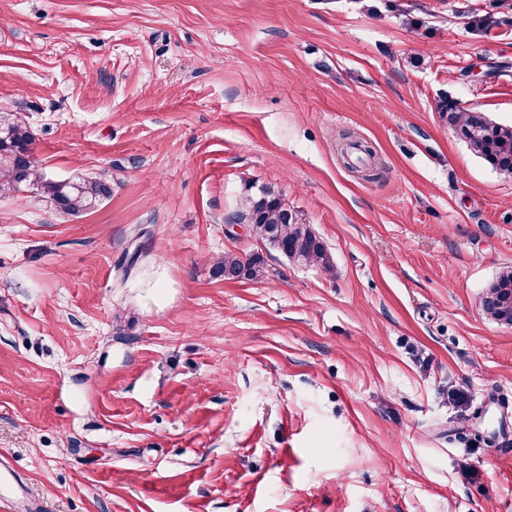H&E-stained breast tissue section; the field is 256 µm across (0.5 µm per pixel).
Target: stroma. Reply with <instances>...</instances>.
I'll list each match as a JSON object with an SVG mask.
<instances>
[{
	"label": "stroma",
	"mask_w": 512,
	"mask_h": 512,
	"mask_svg": "<svg viewBox=\"0 0 512 512\" xmlns=\"http://www.w3.org/2000/svg\"><path fill=\"white\" fill-rule=\"evenodd\" d=\"M447 98L512 126V0H0V111L112 185L0 194V459L41 512H512V176ZM263 187L331 271L228 228ZM268 272L260 255L242 257L231 252L224 253L214 267V274L227 280L259 279L268 276ZM483 312L491 319L512 326V266L502 269L481 299Z\"/></svg>",
	"instance_id": "obj_1"
}]
</instances>
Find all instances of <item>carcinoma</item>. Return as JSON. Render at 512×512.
I'll list each match as a JSON object with an SVG mask.
<instances>
[{
	"label": "carcinoma",
	"instance_id": "obj_1",
	"mask_svg": "<svg viewBox=\"0 0 512 512\" xmlns=\"http://www.w3.org/2000/svg\"><path fill=\"white\" fill-rule=\"evenodd\" d=\"M439 112L475 154L498 172L512 175V127L494 123L482 112L464 110L454 100L443 102ZM342 139L344 153L354 151L373 158L375 151L370 143L353 140L347 133ZM33 142V133L21 120L11 112H0V193L17 191L23 185L34 187L70 215L92 210L111 196L110 184L97 178L76 182L47 178L27 155ZM224 223L248 225L257 237L306 265L324 271L333 268L330 255L310 225L269 189L247 195L226 214ZM214 274L227 280L259 279L268 276V270L259 255L242 257L227 252L216 262ZM481 307L491 319L512 326V266L498 273L483 295Z\"/></svg>",
	"mask_w": 512,
	"mask_h": 512
}]
</instances>
